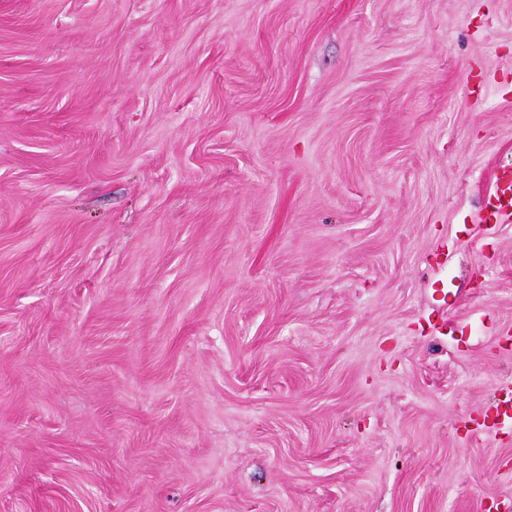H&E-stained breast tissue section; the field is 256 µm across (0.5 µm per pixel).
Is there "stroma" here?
<instances>
[{"instance_id": "stroma-1", "label": "stroma", "mask_w": 512, "mask_h": 512, "mask_svg": "<svg viewBox=\"0 0 512 512\" xmlns=\"http://www.w3.org/2000/svg\"><path fill=\"white\" fill-rule=\"evenodd\" d=\"M512 0H0V512H499ZM487 207L492 213L511 216L512 214V172L503 170L488 196Z\"/></svg>"}]
</instances>
